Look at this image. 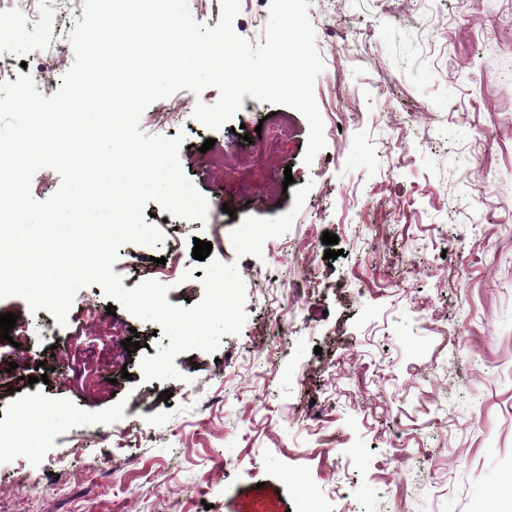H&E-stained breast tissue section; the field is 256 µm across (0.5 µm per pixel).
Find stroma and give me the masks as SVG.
Instances as JSON below:
<instances>
[{"instance_id":"1","label":"stroma","mask_w":512,"mask_h":512,"mask_svg":"<svg viewBox=\"0 0 512 512\" xmlns=\"http://www.w3.org/2000/svg\"><path fill=\"white\" fill-rule=\"evenodd\" d=\"M269 5L245 0L234 33L264 40ZM46 9L52 27L15 21L0 56L47 68L50 96L83 2ZM308 16L330 130L312 165L305 117L256 133L271 105L248 95L216 129L187 90L178 125H156V103L140 119L145 134L184 135L208 219L148 202L162 241L122 245L113 270L130 290L137 259L179 253L166 299L195 304L194 242H212L244 282L239 333L177 355L187 380L147 382L141 358L170 340L125 309L108 315L101 286L77 292L63 327L0 299L30 338L0 340V370L61 369L0 384V512H512V0H310ZM209 138L242 171L215 177ZM288 175L265 203L264 184ZM327 231L344 251L333 261ZM308 287L312 301L289 303ZM114 325L139 349H115Z\"/></svg>"}]
</instances>
